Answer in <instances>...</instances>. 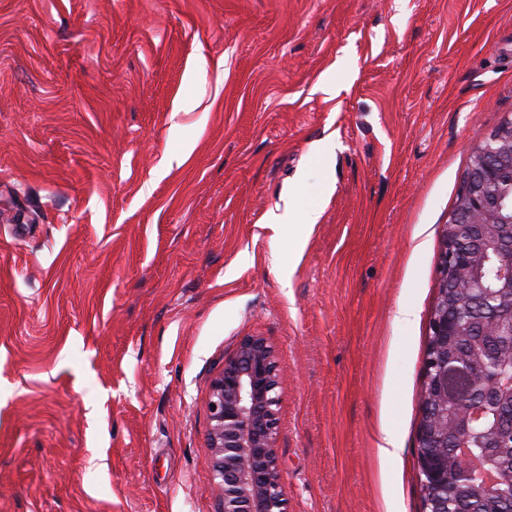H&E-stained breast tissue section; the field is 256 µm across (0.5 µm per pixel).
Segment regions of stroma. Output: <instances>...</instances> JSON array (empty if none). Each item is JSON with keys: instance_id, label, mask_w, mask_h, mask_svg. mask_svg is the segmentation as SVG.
Segmentation results:
<instances>
[{"instance_id": "1", "label": "stroma", "mask_w": 512, "mask_h": 512, "mask_svg": "<svg viewBox=\"0 0 512 512\" xmlns=\"http://www.w3.org/2000/svg\"><path fill=\"white\" fill-rule=\"evenodd\" d=\"M507 118L512 0H0V512H217L245 336L288 512H422L441 234ZM319 218L320 209L318 207L300 208L286 201L283 213L271 211L267 218V224H271L275 231L281 232L288 222L290 224L291 221L297 220L298 222L291 224L312 226V224H317ZM398 436L392 427H384L377 444V456L382 463L396 460L400 455Z\"/></svg>"}]
</instances>
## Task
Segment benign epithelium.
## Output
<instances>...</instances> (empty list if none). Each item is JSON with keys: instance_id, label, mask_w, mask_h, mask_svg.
Wrapping results in <instances>:
<instances>
[{"instance_id": "benign-epithelium-1", "label": "benign epithelium", "mask_w": 512, "mask_h": 512, "mask_svg": "<svg viewBox=\"0 0 512 512\" xmlns=\"http://www.w3.org/2000/svg\"><path fill=\"white\" fill-rule=\"evenodd\" d=\"M468 227L476 247H458L459 225ZM438 296L428 322L430 344L423 360L422 417L417 433L418 477L430 501L446 505L448 489L441 450L454 436L459 472L473 484L482 500L494 504L512 499V478L492 476L471 462L469 449L483 448L484 408L459 413L448 423V410L459 408L448 393V368L468 360L449 348L465 336L454 292L467 288L480 300L496 302L512 290V120L495 129L474 147L457 207L448 216L437 268ZM483 335L512 341V305L495 308ZM489 361L471 365V373L489 390L512 398V367L500 365L485 350H474ZM281 374L275 346L263 336L241 338L224 359L211 383L209 405L211 470L219 492V512H288V498L278 473L277 407Z\"/></svg>"}]
</instances>
